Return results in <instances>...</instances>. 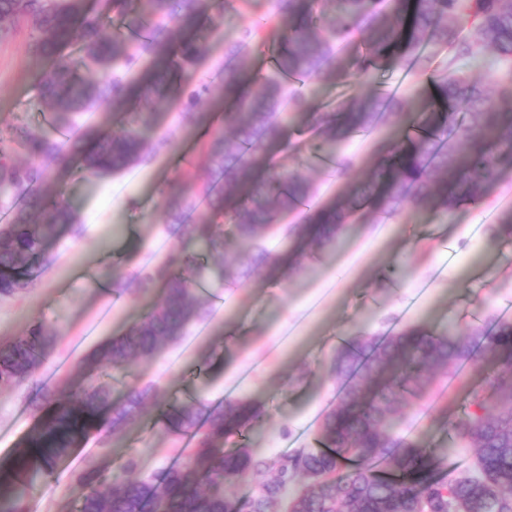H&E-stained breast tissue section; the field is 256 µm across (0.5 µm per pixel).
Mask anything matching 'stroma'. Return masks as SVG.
<instances>
[{"instance_id": "obj_1", "label": "stroma", "mask_w": 512, "mask_h": 512, "mask_svg": "<svg viewBox=\"0 0 512 512\" xmlns=\"http://www.w3.org/2000/svg\"><path fill=\"white\" fill-rule=\"evenodd\" d=\"M28 44L23 25L0 39V124L45 132L49 125L34 106L45 65ZM223 111L219 93L184 126L177 110L166 109L159 124L175 130L176 142L147 166L101 180L72 171L53 184V195L76 210L83 232L63 234L49 245L55 262L36 287L0 299V342L21 335L35 320L60 329L63 337L34 380L0 390V460L30 436L36 422L31 401L41 388L77 375L88 350L124 333L152 307L156 293H121L112 283L175 249L165 232L159 189L176 169L204 164L202 137ZM306 138L298 128H287L274 159L308 175L326 204L345 192L347 181L311 162L309 153L295 152ZM508 207L512 170L489 185L481 202L461 203L447 220L408 207L391 218L374 212L353 221L335 248L315 259L302 254L304 272L286 279L267 269L224 290L207 323L189 327L154 359L120 374L113 395L151 381L168 400L199 395L217 404L228 395L251 398L261 402L264 414L245 438L230 437L226 448L242 442L271 462L317 448L318 420L335 404L339 389L329 361L356 326L385 333L419 323L463 333L475 324L512 318V240L494 241L484 232ZM447 403L444 396L411 403L404 410L406 433L445 441ZM184 442L166 431L156 410L146 409L108 451L93 438L76 449L38 483L26 508L68 512L84 493L74 471L99 466L116 472L132 457L137 475L147 477L176 462Z\"/></svg>"}]
</instances>
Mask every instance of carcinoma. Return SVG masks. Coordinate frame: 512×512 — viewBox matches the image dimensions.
I'll return each mask as SVG.
<instances>
[{
    "label": "carcinoma",
    "mask_w": 512,
    "mask_h": 512,
    "mask_svg": "<svg viewBox=\"0 0 512 512\" xmlns=\"http://www.w3.org/2000/svg\"><path fill=\"white\" fill-rule=\"evenodd\" d=\"M263 27L224 32L222 124L202 142L207 165L177 174L161 191L169 238H188L215 257L231 241L251 250L224 264L217 279L232 286L276 266L280 254L266 245L284 214L287 226L313 251L336 245L348 224L370 205L394 215L409 205L436 217L452 216L462 200H483L487 185L512 168V0H255ZM225 0H0V35L19 23L31 33L29 51L45 62L39 107L59 138L12 125L0 126V203L11 221L0 225V298L35 286L54 263L44 245L64 228L80 235L76 213L48 193L73 160L89 176L125 174L173 145L169 132L149 141L160 110L176 106L181 120L214 93L207 82L179 76L208 49L210 28L226 18ZM272 50L270 72L253 73L255 49ZM449 50L430 100L372 91L314 110L320 86L342 84L388 68L420 75L432 67L434 48ZM143 57L159 65L135 78ZM491 58L495 95L469 70ZM102 104L132 109L126 125L103 134L79 122ZM415 113L414 132L393 135L392 119ZM311 130L336 175L349 177L352 161L342 145L356 134L382 136L381 158L365 178L348 183L333 204L314 202L306 176L270 161L288 124ZM493 240H512V210L486 225ZM204 266L195 251L174 250L144 265L121 291L161 286L152 308L127 331L91 349L79 362L81 378L64 377L34 400L35 433L0 462V512H25L37 477L58 465L91 435L102 445L118 441L149 403L161 410L167 431L187 436L181 459L151 478L133 475L129 461L111 476L101 468L74 473L86 493L70 512H240L230 494L234 479L248 478V501L271 512L285 496L295 512H512V321L500 319L459 336L406 325L375 336L356 334L336 348L331 365L340 382L336 404L319 419L324 449L300 452L274 467L242 445L224 450L260 417L255 400L226 397L155 402L152 383L112 397V373L146 363L163 343L182 338L210 317L211 294L199 288ZM62 332L39 321L0 343V385L35 377ZM478 355L500 362L491 395L464 388V407L450 422V442L475 449L471 470L439 473L452 452L399 432L403 410L427 396L438 377L458 378Z\"/></svg>",
    "instance_id": "obj_1"
}]
</instances>
